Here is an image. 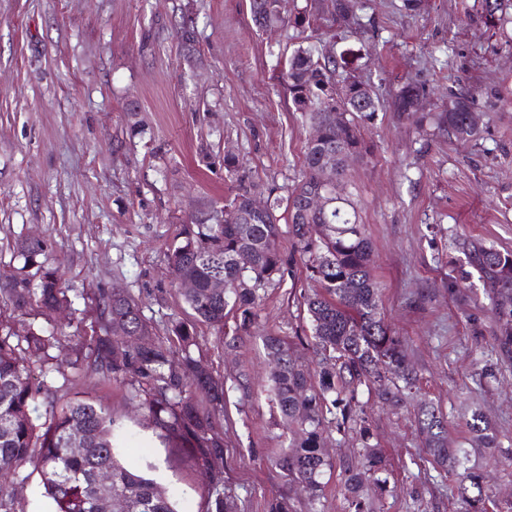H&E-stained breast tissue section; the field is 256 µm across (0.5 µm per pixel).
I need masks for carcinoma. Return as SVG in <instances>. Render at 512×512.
<instances>
[{
  "mask_svg": "<svg viewBox=\"0 0 512 512\" xmlns=\"http://www.w3.org/2000/svg\"><path fill=\"white\" fill-rule=\"evenodd\" d=\"M278 2L249 0L258 29L303 24L301 19L283 18ZM508 8L512 0H481L487 30L503 25ZM340 68L337 57L324 55L315 44L300 45L285 58L282 77L296 110L322 128L319 142L305 144L299 183L285 196L268 197V206L254 215L250 189L241 186L223 207L197 211L168 246L173 283L193 284L181 292L192 321L172 320L162 340L154 336L139 301L121 287L94 292L97 316L89 336L57 334L33 322L20 335L0 312V512H18L13 486L34 474L52 504L51 512H96L105 492L120 501L125 512H180L176 495L152 477L156 466L139 469L127 463L122 447L126 426L101 398L89 392L58 404V393L67 384L66 368L99 382L130 386L131 397L160 444L182 455L197 476L203 512H234V501L224 488V435L215 428L216 419L224 415V380L195 356L196 325L217 330L223 346L235 348L256 325L267 289L289 280L296 290L300 268L317 284L297 298L311 332V362L295 355L288 337L273 332L261 337L270 360L267 390L289 439L269 462L286 482L309 492L310 512H318L314 503L323 495L326 472L333 468L325 453L326 439L334 430L355 433L361 444L359 460L344 468L343 489L349 512H365L358 492L367 483L381 487L386 480L379 477L385 464L371 443L360 396L375 392L384 405L399 408L416 374L400 337L385 321L381 292L372 276V243L349 210L350 202L332 191L324 208L303 211L306 196L318 190L315 172L327 154L336 155V174L342 175L345 157L368 150L361 128L374 118L378 101L372 100L366 109L357 106L360 81L351 74L342 78V91L336 93L333 80ZM424 95L414 83L403 85L395 94V110L409 111ZM477 109L478 95L471 89H450L438 126L458 140H470L479 131L469 121ZM240 213L252 215L246 229L238 224ZM282 220L288 224L287 253L277 246ZM316 224L326 226L327 233L313 235ZM46 250L43 239L22 240L17 248L22 268L0 275V297L12 311L40 315L48 308L71 305L72 289L59 269L39 261ZM466 250L469 264L493 292L495 314L505 325L498 347L509 357L512 253L479 240L467 243ZM219 277L224 279L221 294L210 288L211 280ZM230 318L234 328L229 333ZM119 327L141 333L144 341L133 347L117 343L113 330ZM418 427L432 463L443 470H462L460 494L471 498L473 512H483L481 497L469 492L481 490L485 476L467 466L468 449L448 447L442 412L423 405ZM469 428L470 442L489 444L481 413H472ZM76 433L85 439L81 452L70 444ZM102 470L111 477L106 490L98 482Z\"/></svg>",
  "mask_w": 512,
  "mask_h": 512,
  "instance_id": "cac0c4a2",
  "label": "carcinoma"
}]
</instances>
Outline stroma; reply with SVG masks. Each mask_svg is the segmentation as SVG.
I'll use <instances>...</instances> for the list:
<instances>
[{
    "instance_id": "35a3bbf8",
    "label": "stroma",
    "mask_w": 512,
    "mask_h": 512,
    "mask_svg": "<svg viewBox=\"0 0 512 512\" xmlns=\"http://www.w3.org/2000/svg\"><path fill=\"white\" fill-rule=\"evenodd\" d=\"M477 0H357L356 34L330 15L289 28L254 25L249 0H0V273L21 268L18 240L35 234L47 260L79 288L115 285L140 302L156 336L185 305L172 285L166 247L203 204H224L245 182L267 198L297 184L312 128L296 112L276 66L303 40L343 55L345 68L378 99L362 134L368 154L348 161L343 193L374 249L386 322L404 343L417 391L399 412L364 404L386 461L387 486H366L372 512H470L456 476L430 463L417 431V404L439 406L448 443L463 448L472 410H481L493 447L471 461L490 473L485 512H512V361L495 345L501 324L456 242L482 239L512 252V35L482 24ZM192 20L195 41L182 27ZM425 87L424 121L392 111L406 83ZM479 93V132L459 141L430 116L449 89ZM238 156L237 178L225 155ZM290 284L268 289L254 337L224 354L198 326L200 352L226 381L224 483L238 512H271L287 497L308 512L305 493L267 461L287 441L265 389L260 334L302 332ZM95 390L128 427L139 463L178 491L183 512H201L197 480L168 455L119 383L71 376L61 399ZM333 468L321 512H346L342 463L358 453L355 434L327 443Z\"/></svg>"
}]
</instances>
